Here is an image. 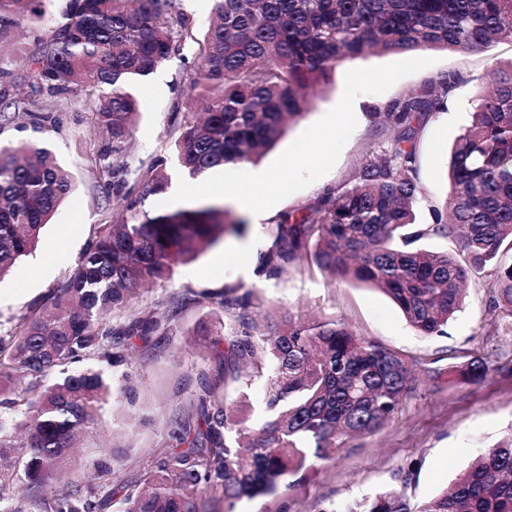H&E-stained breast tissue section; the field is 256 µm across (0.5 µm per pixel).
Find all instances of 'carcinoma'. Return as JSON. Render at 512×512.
<instances>
[{
	"mask_svg": "<svg viewBox=\"0 0 512 512\" xmlns=\"http://www.w3.org/2000/svg\"><path fill=\"white\" fill-rule=\"evenodd\" d=\"M0 0V131L28 116L36 132L63 124L35 112L41 99L78 101L92 113L99 175L112 189L99 234L75 266L0 337V512H236L244 498L278 493L288 479L393 420L415 386L407 360L332 319L283 311L259 322L260 301L227 286L218 305L229 332H212L220 377L202 375L169 444L134 489L94 495L99 466L70 476L64 463L94 426L108 386L72 365L101 360L139 336L178 330L180 300L144 316L132 303L143 285L165 283L245 221L217 202L162 212L149 202L172 180L167 153L195 179L259 159L307 114L308 88L367 53L444 50L487 54L512 42V0H217L201 38L176 0ZM28 36L17 54L18 30ZM184 64L182 120L168 152L132 160L127 144L140 113L132 88L163 62ZM463 81L441 73L371 113L381 153L340 186L279 213L259 256V274L338 276L387 294L425 335H442L470 277L497 281L494 308L512 319V62L499 64L470 100L472 120L450 149V190L432 223L416 222L420 135ZM70 175L45 148L0 146V278L36 247L71 191ZM461 232L465 258L412 247L425 235ZM490 371L472 356L448 365V382ZM266 379L264 421L249 424L228 401ZM222 504V510L216 504ZM345 512H512V438L477 458L441 494L416 508L390 489Z\"/></svg>",
	"mask_w": 512,
	"mask_h": 512,
	"instance_id": "obj_1",
	"label": "carcinoma"
}]
</instances>
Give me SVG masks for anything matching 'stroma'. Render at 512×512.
Masks as SVG:
<instances>
[{
	"instance_id": "obj_1",
	"label": "stroma",
	"mask_w": 512,
	"mask_h": 512,
	"mask_svg": "<svg viewBox=\"0 0 512 512\" xmlns=\"http://www.w3.org/2000/svg\"><path fill=\"white\" fill-rule=\"evenodd\" d=\"M511 60L512 43L501 42L487 54L411 51L358 57L337 67L313 108L258 165L235 168V187L243 193L252 189L254 169L273 173L264 192V221L246 222L241 235L227 237L196 261L177 266L168 282L134 297V307L146 314L178 297L187 304L172 336L136 337L121 361L93 362V369L111 383L112 395L95 429L71 455L70 467L97 463L110 469L112 480L130 487L139 483L167 445L188 394L199 387L200 373H218L217 361L192 330L201 322L223 326L224 311L216 299L230 284L253 292L270 315L286 309L296 316L343 320L358 336L402 355L417 377L398 414L383 428L293 476L288 489L241 500L237 512H341L356 499L390 488L403 490L415 505L432 498L472 460L512 435V319L492 306L495 281L490 273L469 281L463 310L441 336L417 331L387 295L365 284L318 272L291 271L278 279L256 273L270 218L343 183L366 152L379 146L372 112L424 81L457 71L463 83L426 127L418 146L423 197L417 221L431 223L432 207L446 197L447 152L470 120V99L494 65ZM181 75V63L174 58L135 85L141 104L133 133L135 156L146 158L162 149L171 103L183 90ZM40 109L65 112L67 119L57 130L11 128L0 132V141L50 149L69 171L72 191L46 225L35 252L0 280V336L12 332L31 304L74 267L87 240L98 232L109 197L93 159L91 114L51 98L41 100ZM480 354L491 357L483 381L430 382L434 368ZM408 472L413 479L406 484L402 478Z\"/></svg>"
}]
</instances>
